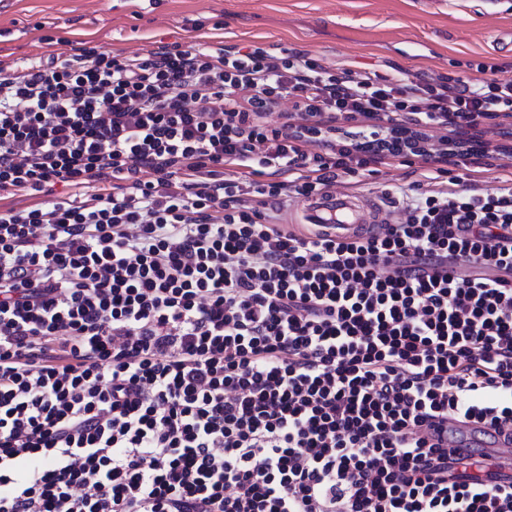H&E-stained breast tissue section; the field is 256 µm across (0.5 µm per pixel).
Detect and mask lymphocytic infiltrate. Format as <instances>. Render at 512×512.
<instances>
[{
    "mask_svg": "<svg viewBox=\"0 0 512 512\" xmlns=\"http://www.w3.org/2000/svg\"><path fill=\"white\" fill-rule=\"evenodd\" d=\"M43 41L0 71V512H512L442 437L512 444V185L349 237L278 214L397 126L404 156L465 158L425 127L512 119V78ZM286 95L301 123L270 125Z\"/></svg>",
    "mask_w": 512,
    "mask_h": 512,
    "instance_id": "obj_1",
    "label": "lymphocytic infiltrate"
}]
</instances>
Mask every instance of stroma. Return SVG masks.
Instances as JSON below:
<instances>
[{
	"mask_svg": "<svg viewBox=\"0 0 512 512\" xmlns=\"http://www.w3.org/2000/svg\"><path fill=\"white\" fill-rule=\"evenodd\" d=\"M45 34L69 49L89 41L126 56L221 42L415 82L475 80L481 63L512 78V0H0V67L40 55ZM421 173L419 163L390 158L375 173L339 176L333 189L390 201L394 223L405 194L429 189ZM509 177L512 155L493 153L448 164L441 180L483 192Z\"/></svg>",
	"mask_w": 512,
	"mask_h": 512,
	"instance_id": "1",
	"label": "stroma"
}]
</instances>
